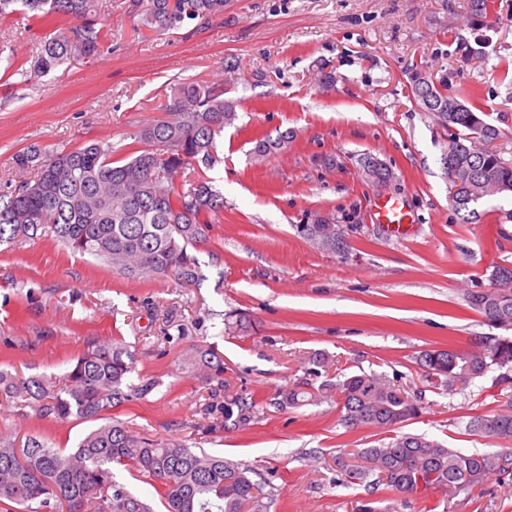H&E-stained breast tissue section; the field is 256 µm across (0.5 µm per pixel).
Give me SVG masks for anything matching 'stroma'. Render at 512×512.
I'll use <instances>...</instances> for the list:
<instances>
[{
  "label": "stroma",
  "instance_id": "obj_1",
  "mask_svg": "<svg viewBox=\"0 0 512 512\" xmlns=\"http://www.w3.org/2000/svg\"><path fill=\"white\" fill-rule=\"evenodd\" d=\"M485 2L489 15L479 18L470 0H228L207 28L157 36L138 30L128 0H111V47L97 59L65 63L34 84L0 79L1 186L19 178L18 151L102 141L121 158L133 134L161 119L157 107L178 83L223 82L230 64L240 77L229 92L239 118L204 172L224 196L223 219L195 252L204 281L122 275L48 235L2 245L0 371L59 378L89 338L131 343L138 372L158 386L116 417L150 438L243 463L271 491L270 512H357L367 500L379 512H512V474L450 497L347 482L343 465L387 433L346 429L332 402L277 403L318 361L332 380L375 371L424 397L402 432L499 451L466 425L507 408L512 386L492 371L436 388L417 362L423 351L470 350L491 334L467 295L512 261V198L491 197L482 223H462L448 201V138L409 97L410 77L424 67L445 88L477 97L512 148V0ZM51 31L20 14L0 19V50L33 57ZM322 65L336 76L326 90L312 81ZM286 129L296 132L288 147L254 163V138ZM365 155L386 164L390 182L364 179ZM388 197L413 213L407 234L373 220ZM320 215L343 230L345 249L298 234ZM196 346L223 354V383L186 368ZM228 388L258 404L243 427L220 423ZM87 429L0 398L2 433L70 449Z\"/></svg>",
  "mask_w": 512,
  "mask_h": 512
}]
</instances>
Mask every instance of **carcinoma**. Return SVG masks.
<instances>
[{
  "label": "carcinoma",
  "mask_w": 512,
  "mask_h": 512,
  "mask_svg": "<svg viewBox=\"0 0 512 512\" xmlns=\"http://www.w3.org/2000/svg\"><path fill=\"white\" fill-rule=\"evenodd\" d=\"M107 0H0V18L21 12L33 20L64 18L68 26L43 40L31 65L15 57L5 70L28 81L60 65L94 59L104 50L107 30L102 12ZM227 0H129L128 9L147 30L162 34L194 23L203 27L221 18ZM410 77L414 103L424 112L448 109L444 86ZM238 102L224 98V86L184 82L167 96L162 110L169 118L143 128L128 143L127 155L112 159V144L86 143L43 155L19 152L17 169L35 171L0 193V245L20 236L54 235L64 246L105 261L124 275L157 280L169 275L195 285L203 273L191 249L204 227L221 219L224 197L201 171L217 161V137L237 120ZM483 108L462 103L440 123L448 130L444 169L475 166L488 196L499 184L512 186V152L495 144L500 130L482 117ZM294 131L255 140L252 158L264 161L288 146ZM189 172L181 183L177 173ZM465 224H478L481 204L457 203ZM317 230L315 244L336 250V224L319 217L297 225L304 238ZM493 287L473 290L471 307L498 333L479 339L474 351H425L419 365L435 383L466 385L494 368L512 383V263L493 266ZM136 354L122 340L89 341L84 353L60 379H18L0 372V397L31 399L40 413L61 421H93L76 447L55 448L36 436L19 443L0 435V506L5 512H153L152 507L117 479L122 467L146 479L158 492L166 512H268L265 484L249 469L221 456L195 451L177 440L158 441L132 431L112 411L146 398L156 382L136 371ZM185 364L206 381L223 380L224 358L210 347H195ZM336 400L348 430L371 427L390 431L418 417L422 397L410 395L386 375L353 374L334 382L302 381L281 393V403L297 407ZM257 403L224 395V420L244 425ZM468 432L502 444L495 453H463L420 434L403 433L379 447L357 453L346 476L371 480L400 494L450 496L484 483L495 472H512V407L473 418Z\"/></svg>",
  "instance_id": "carcinoma-1"
}]
</instances>
